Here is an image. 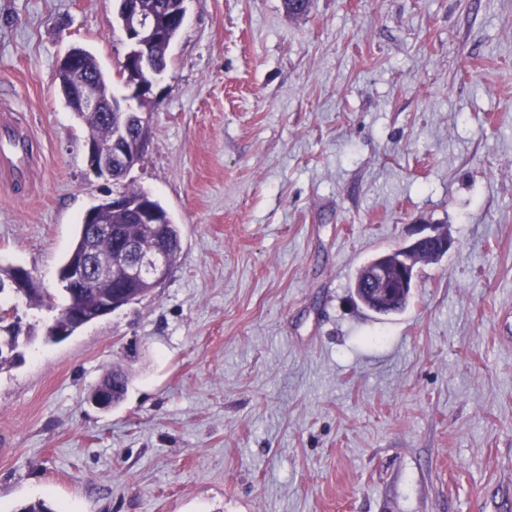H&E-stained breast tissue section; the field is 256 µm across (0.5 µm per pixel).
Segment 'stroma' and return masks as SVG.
I'll return each mask as SVG.
<instances>
[{"mask_svg":"<svg viewBox=\"0 0 512 512\" xmlns=\"http://www.w3.org/2000/svg\"><path fill=\"white\" fill-rule=\"evenodd\" d=\"M126 183L182 230L166 282L0 368V512H512V0H185ZM116 75V0H0V97L37 138L0 186V268L57 280L88 168L58 62ZM447 233L406 307L354 306L371 258ZM124 400L87 401L112 364ZM434 245L436 251L439 255L443 256L448 252L450 247V241L448 237L444 234L436 231L435 229L430 230L427 233H423L420 236L416 237L408 244L401 247L402 250L406 252H411L414 249L418 248L421 245Z\"/></svg>","mask_w":512,"mask_h":512,"instance_id":"stroma-1","label":"stroma"}]
</instances>
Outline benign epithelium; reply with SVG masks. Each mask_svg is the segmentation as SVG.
<instances>
[{
	"mask_svg": "<svg viewBox=\"0 0 512 512\" xmlns=\"http://www.w3.org/2000/svg\"><path fill=\"white\" fill-rule=\"evenodd\" d=\"M170 27L169 18L146 14L140 0H125L123 30L131 46L123 63L138 73L136 81L128 85V88L132 89V94L128 97L115 94L104 101L92 83L81 82L71 89L72 105L84 112H105L109 123L124 131L127 130L133 112L128 100L142 98L141 91L152 85L157 71L152 64L151 47L154 42L167 37ZM146 144L145 133L132 136L115 135L112 149L108 152L101 150L98 144L89 140L86 142L89 170L98 177L110 178L118 172L125 174L139 163ZM112 204L117 209H131L135 220L140 224H151L156 228L162 226L156 211L147 204L129 206L120 194L112 195ZM430 244L434 245L441 256L446 254L450 247L448 237L433 229L402 246V250L411 252L421 245ZM119 262L126 270L127 282L120 289L107 292L102 298L103 304L97 311L86 315L77 313L75 317L96 320L108 315L141 297L140 292L135 290V284L139 279L144 278L152 287L157 288L169 278L172 271L163 248L147 251L134 239L125 240L119 254ZM65 277L66 283L77 288H98L112 279V264L99 261L94 251L88 248L70 258ZM414 278L415 265L409 260L398 266L393 278L381 269L370 271L366 288L385 302L398 295L400 291L413 287ZM9 283L14 293L26 301L41 292L32 273L21 266L14 267Z\"/></svg>",
	"mask_w": 512,
	"mask_h": 512,
	"instance_id": "1",
	"label": "benign epithelium"
}]
</instances>
